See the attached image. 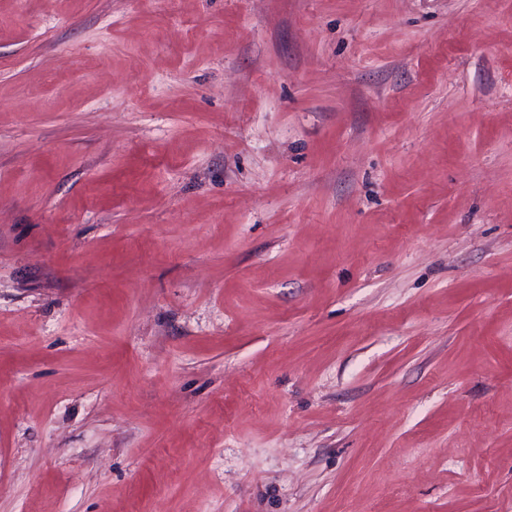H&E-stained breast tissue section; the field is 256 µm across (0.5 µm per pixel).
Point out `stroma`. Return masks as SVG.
I'll return each mask as SVG.
<instances>
[{"label":"stroma","mask_w":512,"mask_h":512,"mask_svg":"<svg viewBox=\"0 0 512 512\" xmlns=\"http://www.w3.org/2000/svg\"><path fill=\"white\" fill-rule=\"evenodd\" d=\"M0 512H512V0H0Z\"/></svg>","instance_id":"obj_1"}]
</instances>
